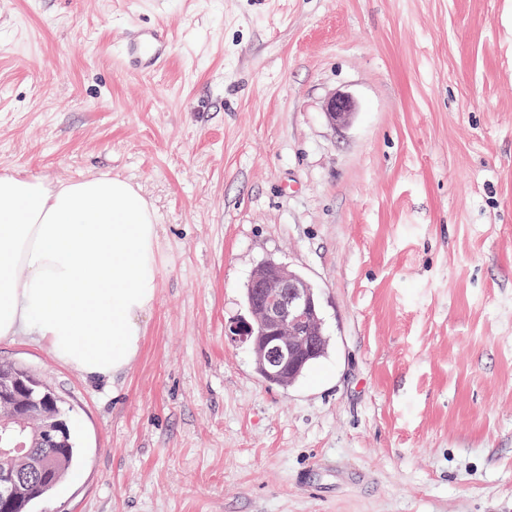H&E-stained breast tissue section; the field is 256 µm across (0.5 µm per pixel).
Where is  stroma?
Masks as SVG:
<instances>
[{"mask_svg": "<svg viewBox=\"0 0 512 512\" xmlns=\"http://www.w3.org/2000/svg\"><path fill=\"white\" fill-rule=\"evenodd\" d=\"M131 20L172 42L148 77ZM16 171L119 176L158 217L113 382L0 341L79 450L36 512H512V0H0ZM267 259L329 338L286 389L224 334ZM354 110V102L347 95H335L326 103L327 117L334 126H346L350 122Z\"/></svg>", "mask_w": 512, "mask_h": 512, "instance_id": "stroma-1", "label": "stroma"}]
</instances>
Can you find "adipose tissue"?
I'll use <instances>...</instances> for the list:
<instances>
[{
  "mask_svg": "<svg viewBox=\"0 0 512 512\" xmlns=\"http://www.w3.org/2000/svg\"><path fill=\"white\" fill-rule=\"evenodd\" d=\"M157 215L108 175H0V341L31 336L91 380L138 355L158 288Z\"/></svg>",
  "mask_w": 512,
  "mask_h": 512,
  "instance_id": "adipose-tissue-1",
  "label": "adipose tissue"
}]
</instances>
